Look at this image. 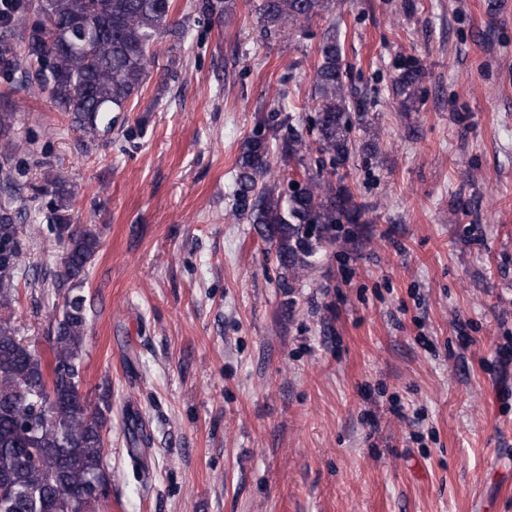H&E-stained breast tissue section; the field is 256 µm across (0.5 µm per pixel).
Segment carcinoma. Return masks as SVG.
Masks as SVG:
<instances>
[{"mask_svg": "<svg viewBox=\"0 0 512 512\" xmlns=\"http://www.w3.org/2000/svg\"><path fill=\"white\" fill-rule=\"evenodd\" d=\"M332 0H262L263 33L277 34L286 26L303 27L327 13ZM174 0H37L41 17L30 23L17 12L0 28V62L15 67L16 57L34 70L25 91L48 98L71 116L75 128L89 137L108 112H125L132 96L143 87L154 63L153 45L163 34L173 37V48L184 38L183 25L172 23ZM98 30L87 47L75 49L81 29ZM19 33L21 45L9 41ZM313 83L315 95L312 131L316 167L307 166L302 152L310 150L298 133L281 144V157L304 168L301 180L283 175L272 180L268 134L289 126L290 115H261L246 141L237 164L235 215L256 225L269 243L282 270L279 286L312 266L318 249L336 243L343 224H368L365 206L343 183L324 175L325 165L341 167L348 161L355 139L350 118L354 104L346 86L349 65L336 33L327 32L318 48ZM395 94L408 107L418 100L420 68L410 60L398 65ZM20 184L13 167L0 164V512H101L108 494L94 490L93 481L110 485L105 459L109 395L90 410L79 398L88 319L86 297L80 286L99 240L91 230L71 229L68 214L72 190L60 176L46 175L36 193L47 198L46 221L58 240L65 242L63 269L54 278L62 293L63 310L48 337L50 355L43 358L19 335L12 319L18 302L21 274L16 206Z\"/></svg>", "mask_w": 512, "mask_h": 512, "instance_id": "1", "label": "carcinoma"}]
</instances>
